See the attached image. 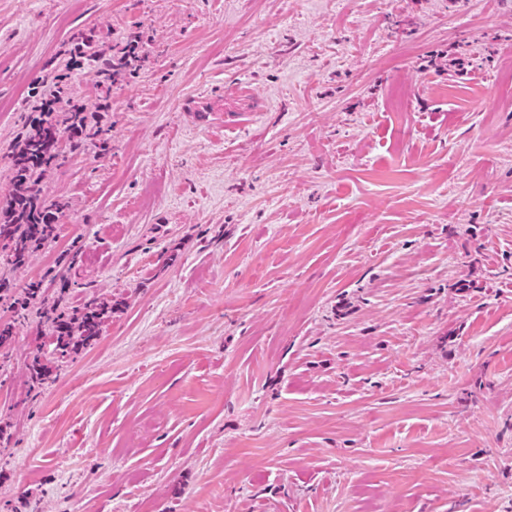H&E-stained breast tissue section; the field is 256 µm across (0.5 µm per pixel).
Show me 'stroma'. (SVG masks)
Instances as JSON below:
<instances>
[{"instance_id":"stroma-1","label":"stroma","mask_w":512,"mask_h":512,"mask_svg":"<svg viewBox=\"0 0 512 512\" xmlns=\"http://www.w3.org/2000/svg\"><path fill=\"white\" fill-rule=\"evenodd\" d=\"M59 73L110 144L0 246L8 512H512V0H0V207ZM52 306L46 309L44 316L55 332L57 359L66 358L75 348L78 343L75 341V336L82 341L99 336L102 330V310H88L77 315V313L69 314L62 310L58 311V301Z\"/></svg>"}]
</instances>
